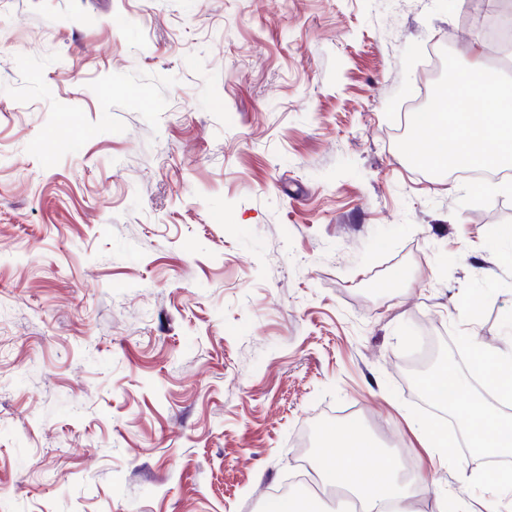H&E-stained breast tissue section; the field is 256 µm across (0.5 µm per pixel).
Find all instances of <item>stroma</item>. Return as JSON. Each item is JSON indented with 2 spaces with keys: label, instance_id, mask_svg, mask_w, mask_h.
<instances>
[{
  "label": "stroma",
  "instance_id": "35a3bbf8",
  "mask_svg": "<svg viewBox=\"0 0 512 512\" xmlns=\"http://www.w3.org/2000/svg\"><path fill=\"white\" fill-rule=\"evenodd\" d=\"M479 14L0 0V512H272L340 423L416 459L427 512H512L423 447L405 367L506 339L512 187L397 147Z\"/></svg>",
  "mask_w": 512,
  "mask_h": 512
}]
</instances>
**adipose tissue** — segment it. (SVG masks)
I'll return each instance as SVG.
<instances>
[{
  "label": "adipose tissue",
  "instance_id": "1",
  "mask_svg": "<svg viewBox=\"0 0 512 512\" xmlns=\"http://www.w3.org/2000/svg\"><path fill=\"white\" fill-rule=\"evenodd\" d=\"M328 441L334 452L321 470L323 477L346 488L361 505V512H412L411 489L399 480V464L388 461L385 467L375 469L371 458L381 456L382 448L364 432L351 425L329 430ZM352 449L357 465L343 456V449Z\"/></svg>",
  "mask_w": 512,
  "mask_h": 512
}]
</instances>
